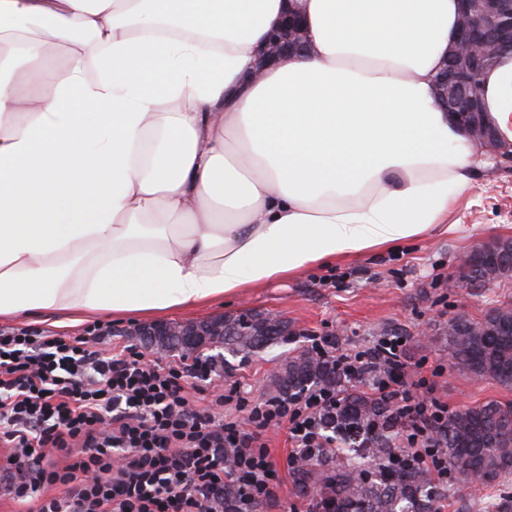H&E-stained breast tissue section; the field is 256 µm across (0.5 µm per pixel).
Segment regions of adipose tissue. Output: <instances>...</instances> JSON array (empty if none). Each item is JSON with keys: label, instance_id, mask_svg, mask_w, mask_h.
Returning a JSON list of instances; mask_svg holds the SVG:
<instances>
[{"label": "adipose tissue", "instance_id": "obj_1", "mask_svg": "<svg viewBox=\"0 0 512 512\" xmlns=\"http://www.w3.org/2000/svg\"><path fill=\"white\" fill-rule=\"evenodd\" d=\"M295 4L306 55L251 78ZM458 12L0 0V319L198 308L443 228L483 164L434 98ZM482 81L512 144V55Z\"/></svg>", "mask_w": 512, "mask_h": 512}]
</instances>
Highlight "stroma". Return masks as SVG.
I'll return each instance as SVG.
<instances>
[{
  "mask_svg": "<svg viewBox=\"0 0 512 512\" xmlns=\"http://www.w3.org/2000/svg\"><path fill=\"white\" fill-rule=\"evenodd\" d=\"M448 221L454 231L321 265L203 308L163 314L162 319L193 322L256 311L288 320L292 334L287 341L248 355L227 351L211 360L217 380L237 385L254 401L269 397L282 363L288 355L311 348L312 338L354 354L395 334L407 339L406 363L421 366L449 409L489 399L512 402V389L475 379L451 364L445 340L449 317L462 314L478 320L499 303L512 302V281L449 285L458 276L461 255L493 239L512 238V162L480 168L449 211ZM269 447L279 476L278 501L262 505L259 512L306 507L309 499L298 493L287 465L286 434H271ZM497 495L496 487L480 481L464 492L446 494L440 507L442 512H487Z\"/></svg>",
  "mask_w": 512,
  "mask_h": 512,
  "instance_id": "1",
  "label": "stroma"
}]
</instances>
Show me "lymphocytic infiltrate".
I'll return each mask as SVG.
<instances>
[{"label":"lymphocytic infiltrate","mask_w":512,"mask_h":512,"mask_svg":"<svg viewBox=\"0 0 512 512\" xmlns=\"http://www.w3.org/2000/svg\"><path fill=\"white\" fill-rule=\"evenodd\" d=\"M106 331L0 330V446L23 475L15 500L36 502V512H224L228 484L244 504H263L278 483L268 430H286L289 462L336 456L339 439L325 425L355 379L389 406L383 429L392 443L435 484L448 481L440 463L448 405L404 363L398 336L354 355L319 349L340 386L251 403L233 386L190 397L186 377H209L205 362L151 359L130 345L102 350ZM229 403L240 418L225 419Z\"/></svg>","instance_id":"1"}]
</instances>
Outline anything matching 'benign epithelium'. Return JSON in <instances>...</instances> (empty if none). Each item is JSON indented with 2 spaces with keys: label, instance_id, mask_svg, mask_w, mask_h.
I'll list each match as a JSON object with an SVG mask.
<instances>
[{
  "label": "benign epithelium",
  "instance_id": "1",
  "mask_svg": "<svg viewBox=\"0 0 512 512\" xmlns=\"http://www.w3.org/2000/svg\"><path fill=\"white\" fill-rule=\"evenodd\" d=\"M305 50L303 22L300 14L293 11L267 36L255 62L254 77H259L267 66L297 57ZM508 51H512V0H461L457 40L434 79L440 106L467 131L477 148L502 159H511L512 149L503 144L484 107L480 77ZM499 254L492 244H481L462 255L459 264L478 266L489 258L499 263ZM223 334L221 319L157 324L137 330L139 336L152 337V350L162 355L166 336H185L187 347L192 348L199 336Z\"/></svg>",
  "mask_w": 512,
  "mask_h": 512
}]
</instances>
